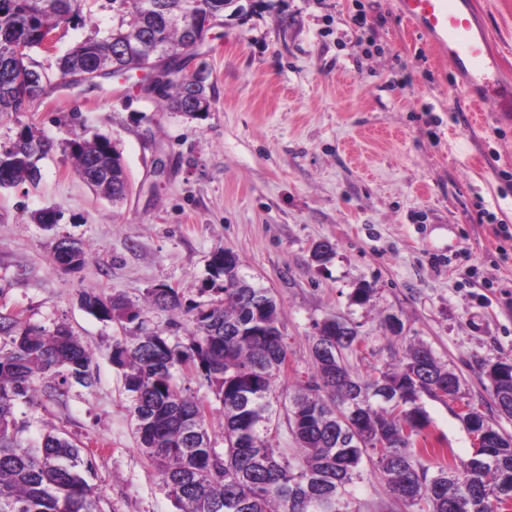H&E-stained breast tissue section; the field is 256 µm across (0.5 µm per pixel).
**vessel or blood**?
Segmentation results:
<instances>
[{
    "mask_svg": "<svg viewBox=\"0 0 512 512\" xmlns=\"http://www.w3.org/2000/svg\"><path fill=\"white\" fill-rule=\"evenodd\" d=\"M401 16L423 32L459 75V86L475 103L512 104V85L498 75L489 36L472 0H398Z\"/></svg>",
    "mask_w": 512,
    "mask_h": 512,
    "instance_id": "b4317fda",
    "label": "vessel or blood"
}]
</instances>
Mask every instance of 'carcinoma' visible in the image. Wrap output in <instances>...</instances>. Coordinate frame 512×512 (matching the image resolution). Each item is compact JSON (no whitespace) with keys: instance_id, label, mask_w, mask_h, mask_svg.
Listing matches in <instances>:
<instances>
[{"instance_id":"1","label":"carcinoma","mask_w":512,"mask_h":512,"mask_svg":"<svg viewBox=\"0 0 512 512\" xmlns=\"http://www.w3.org/2000/svg\"><path fill=\"white\" fill-rule=\"evenodd\" d=\"M82 2L0 0V66L12 64L10 73L18 78L28 63L16 58V46L28 45V57H33L44 30L60 20L83 21ZM150 2L162 8L145 11L132 4L117 15L111 29L58 56L57 72L63 76L113 62L135 69L138 55L120 49V44L136 30L171 51L184 68L197 56L185 51L184 30L194 28L204 40L201 15H220L224 3L234 0ZM179 10L181 24L167 15ZM198 69L195 101L207 112L208 68L202 63ZM184 89V83L171 79L153 99L170 112H183L188 106ZM29 138L26 127L11 143L18 148L11 187L28 180L33 149ZM68 149L76 174L99 195L113 201L128 195L129 175L111 138L77 134ZM226 252L219 250L211 261L208 286L202 289L221 295L219 300L185 304L172 288L149 292L148 306L171 313V324L185 318L194 325L183 345L149 330L144 308L94 290L81 295L82 306L97 319L132 325L128 336L115 342L112 363L123 371L125 389L140 417V443L176 512H359L354 487L366 459L411 512H508L512 438L480 413L469 411L462 417L468 431L488 429L468 459L447 462L444 449L419 447L429 425L422 395L454 397L461 386L459 376L423 342L409 345L399 363L378 377H354L345 358L357 349L356 326L339 317L317 322L312 346L328 344L335 353L329 358L313 353L315 372L278 411L275 380L288 360L280 309L267 289L224 260ZM53 258L65 269H76L85 263L86 252L64 238L55 242ZM183 366L215 387L224 414L220 450L208 433L204 403L177 387L176 372ZM502 368L512 370V363L491 364L485 374L499 410L512 416V373L504 381L499 378ZM37 377L52 382L51 391L60 396L69 386L90 388L96 383L92 357L68 325L47 330L0 315V512H97L90 483L93 462L81 448L53 430L22 440L31 422L17 417L16 410L22 403H34ZM282 415L302 450L296 461L275 453L268 443ZM381 437L389 442L383 454L374 448Z\"/></svg>"}]
</instances>
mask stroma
Returning <instances> with one entry per match:
<instances>
[{"label": "stroma", "instance_id": "35a3bbf8", "mask_svg": "<svg viewBox=\"0 0 512 512\" xmlns=\"http://www.w3.org/2000/svg\"><path fill=\"white\" fill-rule=\"evenodd\" d=\"M200 50L213 87L209 112L160 110L129 82L62 89L25 110L0 114V146L24 127L55 148L37 185L0 188V314L53 329L72 327L91 354L94 387L22 406L35 429H57L91 458L100 512H176L140 445L132 402L112 350L120 324L87 313L88 289L134 307L151 289L207 302L214 252L229 248L240 272L269 289L282 311L288 366L275 382L288 395L308 380L314 325L347 319L362 338L351 371L386 369L409 342L428 344L461 379L456 398L423 396L434 447L467 459L460 416L482 414L512 436L484 369L512 362V115L486 102L466 111L448 60L438 58L395 9V0H240ZM501 73L512 79V0H475ZM84 23L61 30L52 66L75 42L111 26L114 0H92ZM364 12L367 23L353 17ZM108 135L131 192L118 205L74 172L73 134ZM166 161L158 171L157 161ZM56 222L39 224L36 212ZM79 240L85 264L67 271L51 247ZM330 241L326 264L312 248ZM369 303H353L362 284ZM397 316L402 335L381 320ZM210 410L206 427L224 445V419L209 383L180 378ZM356 491L360 512H407L371 463Z\"/></svg>", "mask_w": 512, "mask_h": 512}]
</instances>
